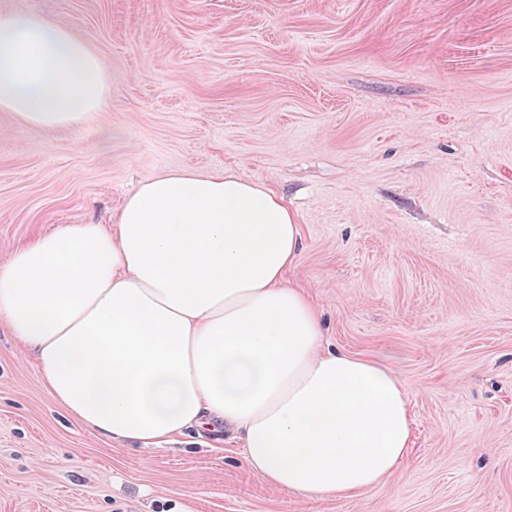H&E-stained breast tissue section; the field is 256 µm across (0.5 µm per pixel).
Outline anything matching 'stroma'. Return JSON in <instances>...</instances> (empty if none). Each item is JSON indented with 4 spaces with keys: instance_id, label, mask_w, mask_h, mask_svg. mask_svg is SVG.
<instances>
[{
    "instance_id": "35a3bbf8",
    "label": "stroma",
    "mask_w": 512,
    "mask_h": 512,
    "mask_svg": "<svg viewBox=\"0 0 512 512\" xmlns=\"http://www.w3.org/2000/svg\"><path fill=\"white\" fill-rule=\"evenodd\" d=\"M89 42L79 127L0 111V263L62 224L111 228L165 172L280 194L290 281L329 344L391 364L413 448L355 499L269 486L227 434L96 435L0 321V512H512V0H0Z\"/></svg>"
}]
</instances>
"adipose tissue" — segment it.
Here are the masks:
<instances>
[{
    "instance_id": "adipose-tissue-1",
    "label": "adipose tissue",
    "mask_w": 512,
    "mask_h": 512,
    "mask_svg": "<svg viewBox=\"0 0 512 512\" xmlns=\"http://www.w3.org/2000/svg\"><path fill=\"white\" fill-rule=\"evenodd\" d=\"M98 54L60 23L0 17V109L41 128L104 108ZM297 216L231 172L142 182L112 229L63 224L0 265V320L88 430L148 447L226 427L271 487L355 498L409 456L407 390L385 362L331 349L287 273Z\"/></svg>"
}]
</instances>
